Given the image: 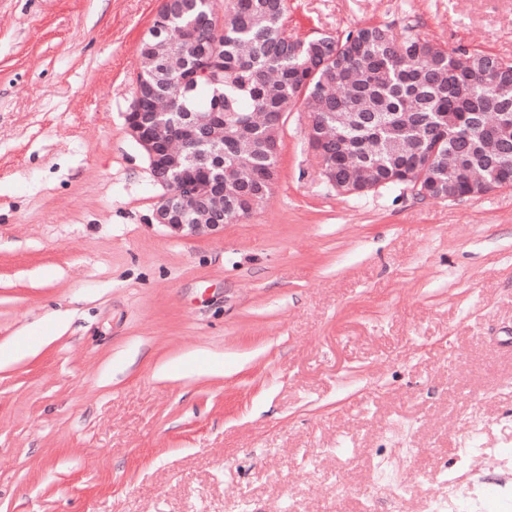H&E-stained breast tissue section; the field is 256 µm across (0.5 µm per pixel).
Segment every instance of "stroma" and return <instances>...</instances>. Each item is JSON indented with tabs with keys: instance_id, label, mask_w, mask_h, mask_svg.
<instances>
[{
	"instance_id": "obj_1",
	"label": "stroma",
	"mask_w": 512,
	"mask_h": 512,
	"mask_svg": "<svg viewBox=\"0 0 512 512\" xmlns=\"http://www.w3.org/2000/svg\"><path fill=\"white\" fill-rule=\"evenodd\" d=\"M162 0H0V512H470L512 485V189L326 183L292 107L269 200L156 224L125 132ZM512 59V0H286Z\"/></svg>"
}]
</instances>
